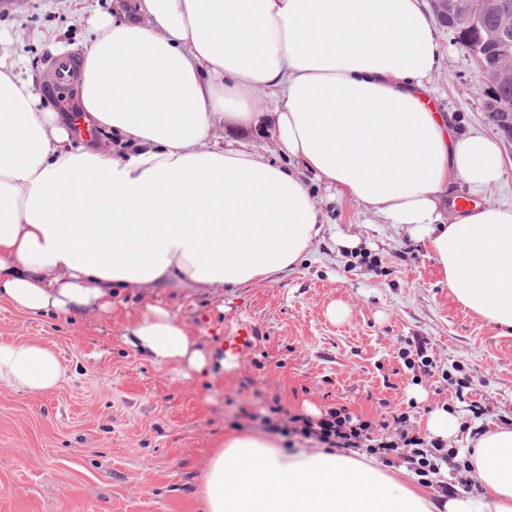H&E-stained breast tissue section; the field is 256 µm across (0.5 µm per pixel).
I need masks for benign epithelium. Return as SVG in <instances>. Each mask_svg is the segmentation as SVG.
<instances>
[{
	"label": "benign epithelium",
	"mask_w": 512,
	"mask_h": 512,
	"mask_svg": "<svg viewBox=\"0 0 512 512\" xmlns=\"http://www.w3.org/2000/svg\"><path fill=\"white\" fill-rule=\"evenodd\" d=\"M433 9L440 22L450 24L464 47L483 57L488 42L497 47V55L491 65L483 66L488 83L512 79V0H504L499 11L498 24L484 32L479 27L477 14L461 10L448 17V0H433Z\"/></svg>",
	"instance_id": "obj_1"
}]
</instances>
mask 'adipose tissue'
<instances>
[{"mask_svg": "<svg viewBox=\"0 0 512 512\" xmlns=\"http://www.w3.org/2000/svg\"><path fill=\"white\" fill-rule=\"evenodd\" d=\"M75 85L85 119L129 152L73 147L62 116L0 61V301L32 315L108 309L116 288L235 289L287 273L321 225L298 172L210 143L270 126L288 159L418 233L454 298L512 335V207L445 223L443 196L503 177L498 143L430 103L440 46L426 0H128L91 17ZM159 365L209 364L161 307L130 328ZM63 368L0 340V384L42 393ZM476 496L405 482L351 449L288 450L231 431L202 483L207 512H512V429L473 447Z\"/></svg>", "mask_w": 512, "mask_h": 512, "instance_id": "obj_1", "label": "adipose tissue"}]
</instances>
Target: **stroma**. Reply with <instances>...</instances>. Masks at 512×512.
<instances>
[{"label":"stroma","mask_w":512,"mask_h":512,"mask_svg":"<svg viewBox=\"0 0 512 512\" xmlns=\"http://www.w3.org/2000/svg\"><path fill=\"white\" fill-rule=\"evenodd\" d=\"M113 0H0V57L32 79L41 105L58 108L52 56L82 54L92 10ZM442 60L432 79L437 109L456 128L496 139L502 180L478 195L512 206V135L486 110L477 56L437 25ZM215 141L280 157L265 124L215 126ZM321 234L288 274L233 291L116 288L112 307L69 318H34L0 302V339H37L64 369L59 386L31 394L0 384V512H204L200 487L225 430H264L292 414L312 418L342 403L373 421L410 412L424 429L446 409L460 424L450 447L471 445L472 429L512 419V335L501 336L459 304L433 256L407 226L387 224L304 172ZM344 305L342 318L327 314ZM175 314L210 361L204 374L152 363L126 328L148 307ZM428 340L431 371L408 368L405 341ZM232 367H222L224 351ZM469 380L486 408L473 417L455 395ZM281 412L270 415L272 406Z\"/></svg>","instance_id":"35a3bbf8"}]
</instances>
